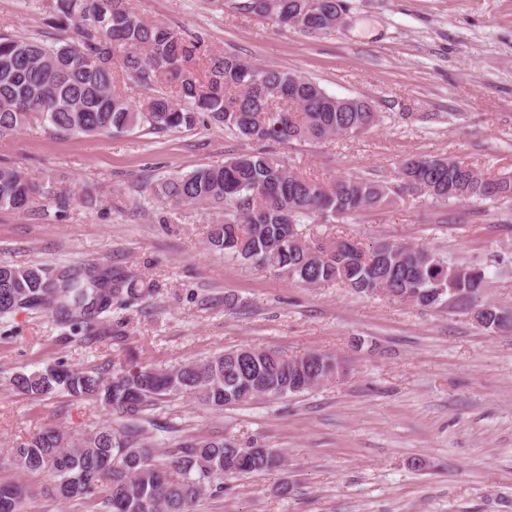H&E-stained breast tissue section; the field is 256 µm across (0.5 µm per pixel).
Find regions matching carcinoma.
<instances>
[{
    "mask_svg": "<svg viewBox=\"0 0 512 512\" xmlns=\"http://www.w3.org/2000/svg\"><path fill=\"white\" fill-rule=\"evenodd\" d=\"M234 15L258 16L302 33L332 30L336 8L347 0H219ZM57 24L72 22L75 36L53 43L0 34V138L34 126L63 136H110L142 127L153 133L191 128L199 115L224 133L264 143L325 141L358 135L381 115L362 98H340L300 74L270 68L234 53H208L203 70L187 66L203 40L184 39L162 23L147 22L130 0H57ZM153 94L136 107L114 85L112 60ZM172 88V93L163 88ZM399 184L347 174L325 186L304 177L276 152L241 151L162 182L154 193L176 203L218 213L208 225L207 248L251 261L305 285L336 282L362 294L381 290L420 307L455 297L484 329L512 327V313L484 298L486 269L440 257L426 247L379 241L364 248L348 238L302 239L298 225L315 218L344 220L385 206L408 190L440 206L512 199V173L490 175L455 157L409 156ZM40 185L16 166L0 163V209L21 210ZM150 294L131 275L109 268L0 265V319L21 309L51 310L61 327L112 335V306H130ZM336 357L312 352L289 357L239 347L167 370L130 360L112 375L63 364L20 372L12 379L32 399L65 393L92 400L117 415L78 436L47 426L12 450L23 473H47L45 493L62 501H100L104 512H195L224 490V478L283 469L276 448H244L221 436L171 438L159 452L145 436L162 404L185 398L215 410L257 398L280 400L339 377ZM33 491L21 481L0 482V512H27Z\"/></svg>",
    "mask_w": 512,
    "mask_h": 512,
    "instance_id": "carcinoma-1",
    "label": "carcinoma"
}]
</instances>
